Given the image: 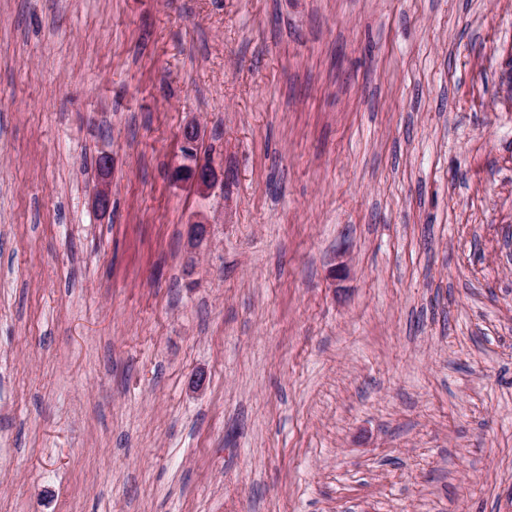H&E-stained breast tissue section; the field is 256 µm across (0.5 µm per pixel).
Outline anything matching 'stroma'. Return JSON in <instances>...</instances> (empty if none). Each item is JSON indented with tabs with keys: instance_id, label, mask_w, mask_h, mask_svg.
<instances>
[{
	"instance_id": "stroma-1",
	"label": "stroma",
	"mask_w": 512,
	"mask_h": 512,
	"mask_svg": "<svg viewBox=\"0 0 512 512\" xmlns=\"http://www.w3.org/2000/svg\"><path fill=\"white\" fill-rule=\"evenodd\" d=\"M0 512H512V0H0ZM190 186L198 191L213 189L218 182V175L212 166L197 164L191 167Z\"/></svg>"
}]
</instances>
